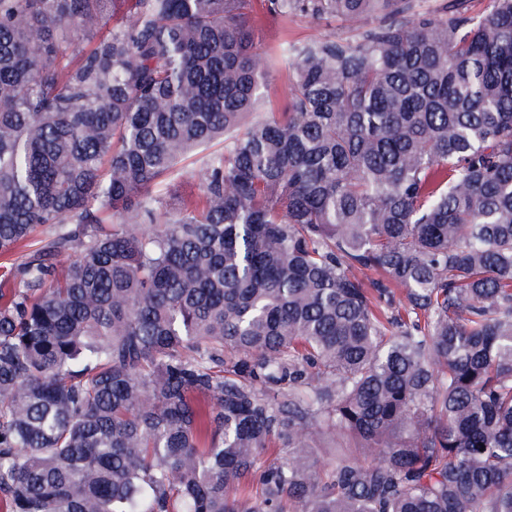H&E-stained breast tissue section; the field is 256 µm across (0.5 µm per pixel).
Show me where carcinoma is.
Instances as JSON below:
<instances>
[{"label": "carcinoma", "mask_w": 512, "mask_h": 512, "mask_svg": "<svg viewBox=\"0 0 512 512\" xmlns=\"http://www.w3.org/2000/svg\"><path fill=\"white\" fill-rule=\"evenodd\" d=\"M13 255L5 512H512V0H0ZM347 32L349 28L338 20H317L304 16L279 17L266 20L261 26L259 45L264 50H274L285 41L314 39ZM289 85L288 70L273 68L267 79L265 104L262 112H282L287 102ZM219 147L220 146H215L202 153L194 155L187 162L188 166L185 168L183 173L161 187L160 193L164 196H187L198 193L199 180L196 172L200 168L202 158Z\"/></svg>", "instance_id": "carcinoma-1"}]
</instances>
